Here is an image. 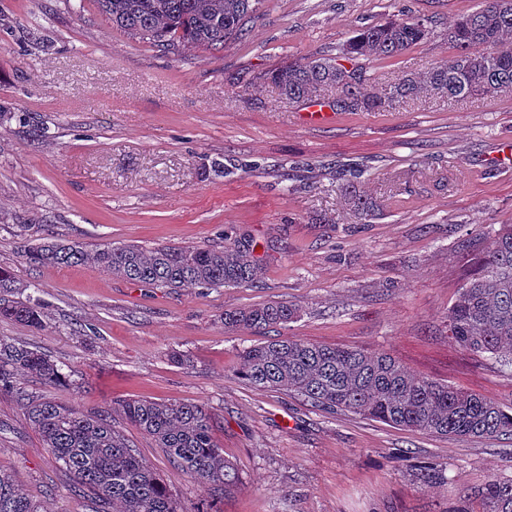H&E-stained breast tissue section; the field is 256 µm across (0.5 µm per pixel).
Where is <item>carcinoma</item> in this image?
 Listing matches in <instances>:
<instances>
[{
    "instance_id": "1",
    "label": "carcinoma",
    "mask_w": 512,
    "mask_h": 512,
    "mask_svg": "<svg viewBox=\"0 0 512 512\" xmlns=\"http://www.w3.org/2000/svg\"><path fill=\"white\" fill-rule=\"evenodd\" d=\"M112 25L168 54L203 48L222 51L246 35L245 25L263 0H98ZM431 30L418 17L389 18L361 27L334 57L294 60L263 74L290 102L320 91L332 93L338 112H386L413 97L436 95L460 101L512 94V0H484L459 16L445 38L455 50L447 62L406 73L379 92L346 62L360 57L390 60L424 41ZM363 170H350L342 184L350 209L367 215L372 204L357 191ZM37 266L93 265L152 288H243L252 286L258 264L240 242L218 247L103 244L93 249L77 240L49 238L24 247ZM9 266L0 265V318L40 330L44 304L27 293ZM297 310L280 302L224 311V327L266 328L287 323ZM448 336L464 351L490 354L512 365V225L504 224L459 288L448 310ZM26 374L50 388L71 386L64 368L38 347L0 338V387L9 389L55 459L92 494L89 512H179L176 503L137 449L114 430L108 416L85 414L16 381ZM238 374L255 387L290 392L324 411H347L388 424L442 436H512V412L496 400L411 373L387 353L275 339L242 355ZM113 410L133 422L163 449L168 461L191 479L224 495L240 485L224 450L214 442V417L204 404L132 398ZM482 512H512V477L495 473L477 492ZM0 512H47L0 471Z\"/></svg>"
}]
</instances>
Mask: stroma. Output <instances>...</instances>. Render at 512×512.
<instances>
[{"mask_svg":"<svg viewBox=\"0 0 512 512\" xmlns=\"http://www.w3.org/2000/svg\"><path fill=\"white\" fill-rule=\"evenodd\" d=\"M481 0H399L427 19V40L387 62L358 60L381 84L454 54L444 32ZM388 0H264L223 51L162 54L114 29L95 0H0V265L35 288L44 327L0 320V337L43 348L74 386L33 393L113 427L160 475L181 512L208 492L114 413L128 398L206 404L215 440L241 479L219 512H454L492 473L512 475V437H444L260 389L237 368L276 338L390 354L411 371L512 406V366L462 350L446 321L476 257L512 224V96L409 99L388 112L305 123L264 72L332 57L351 33L386 21ZM225 166V173L212 169ZM357 164L372 216L341 196ZM250 243L247 288H149L86 265L26 263L23 242ZM297 308L266 330L228 329L224 312ZM88 326L89 335L78 332ZM186 355L174 362L172 352ZM444 484L418 480L419 462ZM0 470L48 512H86L76 481L0 390ZM471 498V496H470ZM471 508H478L472 499Z\"/></svg>","mask_w":512,"mask_h":512,"instance_id":"stroma-1","label":"stroma"}]
</instances>
